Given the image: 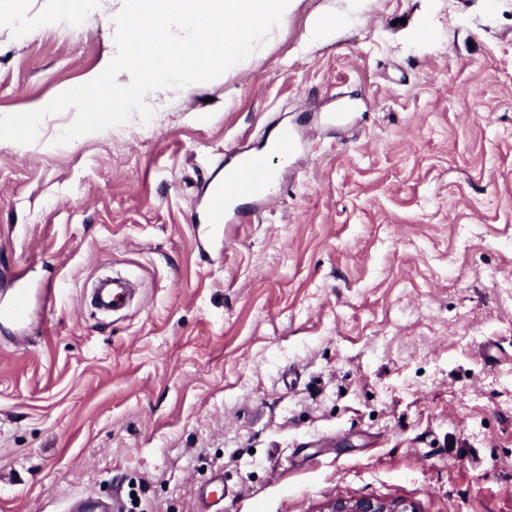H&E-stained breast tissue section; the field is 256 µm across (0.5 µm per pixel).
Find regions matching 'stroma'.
Wrapping results in <instances>:
<instances>
[{"label": "stroma", "instance_id": "stroma-1", "mask_svg": "<svg viewBox=\"0 0 512 512\" xmlns=\"http://www.w3.org/2000/svg\"><path fill=\"white\" fill-rule=\"evenodd\" d=\"M0 9V115L97 77L116 0ZM316 14L326 41H305ZM349 103L345 125L324 115ZM144 123L0 146V512H512V0H300ZM274 208L198 246L206 181L279 127ZM109 270L135 302L104 317ZM58 288L44 306L46 289ZM24 278L25 273L23 270L17 271L15 274L11 275L7 285L13 290V298L6 310L0 308L1 314L5 312L7 317L15 321H23L25 319L24 299L26 281ZM69 512H112L110 505L97 497L94 492H87L72 497L67 503ZM328 512H416L401 500L359 499L336 500Z\"/></svg>", "mask_w": 512, "mask_h": 512}]
</instances>
